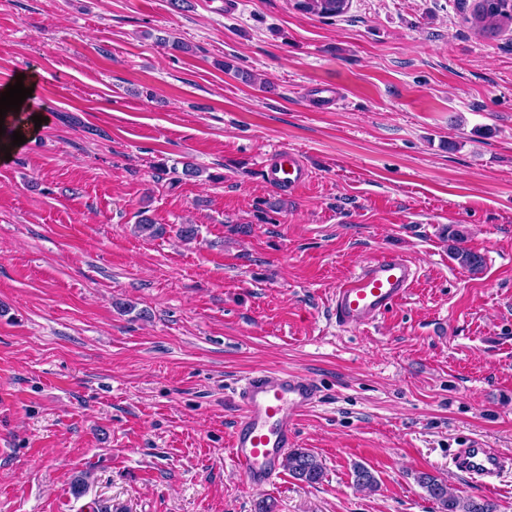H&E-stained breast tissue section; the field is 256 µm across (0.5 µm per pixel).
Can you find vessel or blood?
<instances>
[{
  "instance_id": "vessel-or-blood-1",
  "label": "vessel or blood",
  "mask_w": 512,
  "mask_h": 512,
  "mask_svg": "<svg viewBox=\"0 0 512 512\" xmlns=\"http://www.w3.org/2000/svg\"><path fill=\"white\" fill-rule=\"evenodd\" d=\"M265 179L280 190H294L309 179L303 157L292 150L271 152ZM417 279L416 268L398 253H384L362 264L336 289V324L349 331L390 311L406 298ZM241 417L232 434L229 458L251 487L272 484L281 462L297 438V419L319 399L317 384L288 370H257L248 374L237 392ZM454 465L483 488L494 489L512 471V458L474 443L457 449Z\"/></svg>"
}]
</instances>
